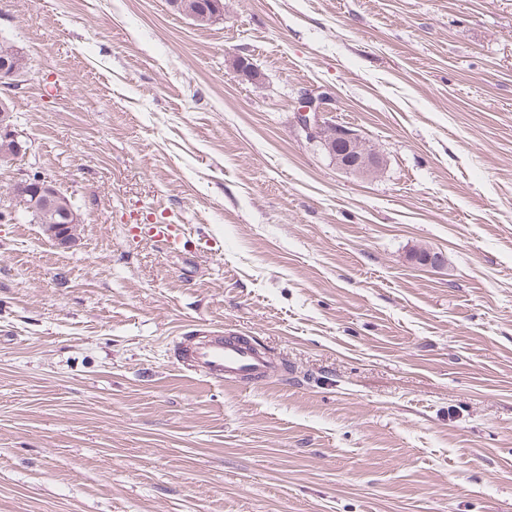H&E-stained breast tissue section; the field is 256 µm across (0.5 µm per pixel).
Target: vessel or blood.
Masks as SVG:
<instances>
[{"label":"vessel or blood","mask_w":512,"mask_h":512,"mask_svg":"<svg viewBox=\"0 0 512 512\" xmlns=\"http://www.w3.org/2000/svg\"><path fill=\"white\" fill-rule=\"evenodd\" d=\"M154 237L169 250L180 249L183 238L178 225L158 224ZM185 367L209 382L236 387L265 381L277 362L255 342L241 336H209L201 340L181 341L176 345Z\"/></svg>","instance_id":"b4317fda"}]
</instances>
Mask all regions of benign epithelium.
<instances>
[{"label":"benign epithelium","mask_w":512,"mask_h":512,"mask_svg":"<svg viewBox=\"0 0 512 512\" xmlns=\"http://www.w3.org/2000/svg\"><path fill=\"white\" fill-rule=\"evenodd\" d=\"M211 9L184 11L195 25L212 24L215 17L212 13L224 14V6L214 0ZM30 71L16 68L13 52L10 49L0 50V83L18 86L26 81ZM328 96H318L304 93L301 95L297 112L306 138L325 149L336 163V166L362 176H370L382 170L384 159L375 150L366 145L357 131L348 126L336 123L329 118L327 109ZM7 99L0 98V139L11 144L13 154H1L0 159L7 161L12 155L23 152V146L18 141L17 133L10 122ZM12 198L17 208H33L41 205L49 210L54 208L56 201L63 197V192L44 179L20 180L12 187ZM82 223L81 215L75 208L68 207L60 212V219L42 225L44 234L55 244L67 246L73 243Z\"/></svg>","instance_id":"7a95c632"}]
</instances>
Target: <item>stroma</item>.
<instances>
[{"label": "stroma", "mask_w": 512, "mask_h": 512, "mask_svg": "<svg viewBox=\"0 0 512 512\" xmlns=\"http://www.w3.org/2000/svg\"><path fill=\"white\" fill-rule=\"evenodd\" d=\"M1 44L0 212L37 173L83 223L0 222V512H512V0H0ZM209 331L282 369L196 379ZM1 49V48H0ZM30 70H18L14 64L13 52L11 49L3 48L0 51V83L18 86L26 81ZM328 96L303 93L297 112L306 138L325 149L336 166L362 176L382 170L384 159L366 145L357 131L328 118ZM8 98H0V139L5 143H10L13 154H21L24 149L22 144L18 141L17 133L13 130V125L10 122L11 112H8L7 105ZM177 224H153V237L168 250H178L183 244V238Z\"/></svg>", "instance_id": "35a3bbf8"}]
</instances>
